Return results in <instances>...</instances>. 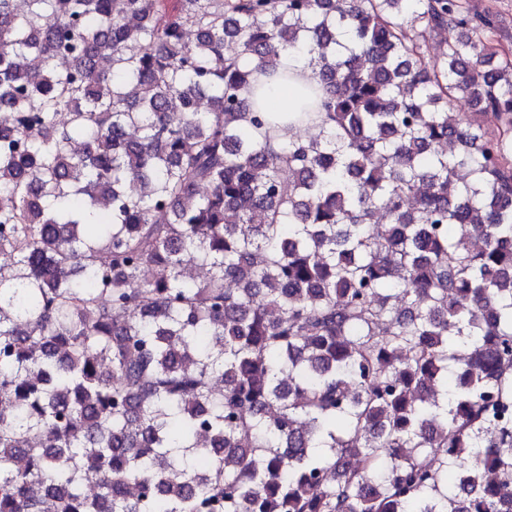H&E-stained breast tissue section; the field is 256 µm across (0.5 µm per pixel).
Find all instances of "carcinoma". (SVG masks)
<instances>
[{"mask_svg": "<svg viewBox=\"0 0 512 512\" xmlns=\"http://www.w3.org/2000/svg\"><path fill=\"white\" fill-rule=\"evenodd\" d=\"M496 29L0 0V512H512ZM287 51L321 86L288 139L244 96ZM455 37L456 31L453 29L432 32L426 36L425 41L421 42L422 51L428 60H434L436 57H441L448 41H452Z\"/></svg>", "mask_w": 512, "mask_h": 512, "instance_id": "obj_1", "label": "carcinoma"}]
</instances>
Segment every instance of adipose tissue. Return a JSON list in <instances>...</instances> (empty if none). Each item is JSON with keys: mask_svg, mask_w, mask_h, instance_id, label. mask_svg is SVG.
I'll return each mask as SVG.
<instances>
[{"mask_svg": "<svg viewBox=\"0 0 512 512\" xmlns=\"http://www.w3.org/2000/svg\"><path fill=\"white\" fill-rule=\"evenodd\" d=\"M282 78L270 81L264 74H257L256 86L247 93L249 101L259 104L271 113L291 112L299 104L306 88L316 86L311 70L299 59L284 56Z\"/></svg>", "mask_w": 512, "mask_h": 512, "instance_id": "1", "label": "adipose tissue"}]
</instances>
